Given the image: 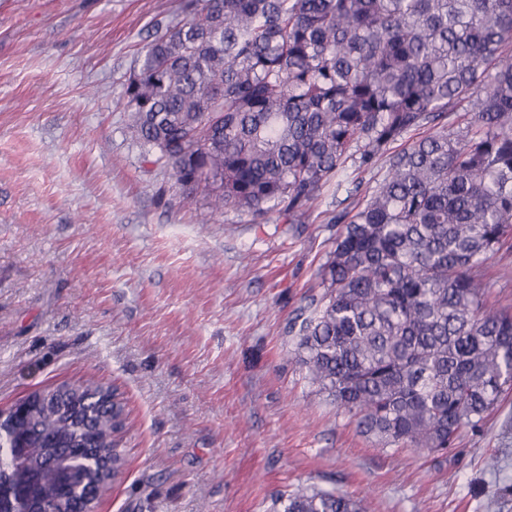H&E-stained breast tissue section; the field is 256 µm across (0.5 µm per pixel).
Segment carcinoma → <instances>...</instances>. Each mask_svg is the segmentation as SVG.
<instances>
[{"mask_svg": "<svg viewBox=\"0 0 512 512\" xmlns=\"http://www.w3.org/2000/svg\"><path fill=\"white\" fill-rule=\"evenodd\" d=\"M122 95L143 156L212 213L302 223L349 158L382 180L351 209L290 326L306 378L384 447L444 454L512 390V310L481 266L512 241V0H183ZM457 122L448 118L462 104ZM426 134L399 150L406 134ZM87 380L34 397L38 501L60 496L55 444L125 461L123 400ZM88 456L66 464L82 482ZM274 512H365L299 484Z\"/></svg>", "mask_w": 512, "mask_h": 512, "instance_id": "cac0c4a2", "label": "carcinoma"}]
</instances>
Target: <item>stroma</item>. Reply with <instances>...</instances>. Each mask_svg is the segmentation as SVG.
I'll return each mask as SVG.
<instances>
[{
    "label": "stroma",
    "mask_w": 512,
    "mask_h": 512,
    "mask_svg": "<svg viewBox=\"0 0 512 512\" xmlns=\"http://www.w3.org/2000/svg\"><path fill=\"white\" fill-rule=\"evenodd\" d=\"M181 0H0V410L93 378L128 417L98 512H270L298 484L368 512H512V393L444 455L379 450L288 332L355 188L311 217L211 214L144 161L124 84ZM497 455V469L487 458Z\"/></svg>",
    "instance_id": "stroma-1"
}]
</instances>
